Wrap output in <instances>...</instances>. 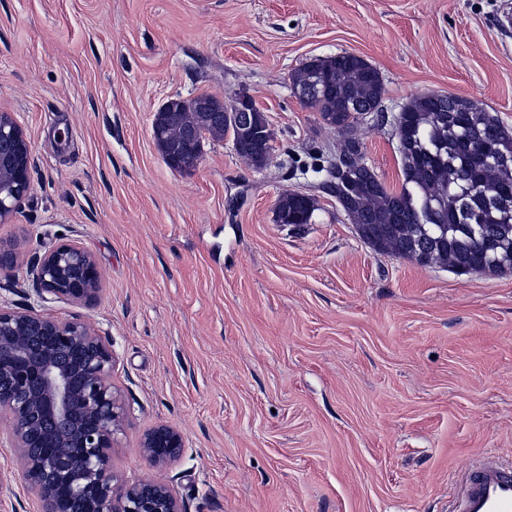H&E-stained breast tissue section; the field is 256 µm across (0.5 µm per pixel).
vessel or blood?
Listing matches in <instances>:
<instances>
[{
  "instance_id": "1",
  "label": "vessel or blood",
  "mask_w": 512,
  "mask_h": 512,
  "mask_svg": "<svg viewBox=\"0 0 512 512\" xmlns=\"http://www.w3.org/2000/svg\"><path fill=\"white\" fill-rule=\"evenodd\" d=\"M454 512H512V465L487 454L462 469L453 488Z\"/></svg>"
}]
</instances>
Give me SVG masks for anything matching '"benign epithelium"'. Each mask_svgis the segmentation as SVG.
Listing matches in <instances>:
<instances>
[{
	"mask_svg": "<svg viewBox=\"0 0 512 512\" xmlns=\"http://www.w3.org/2000/svg\"><path fill=\"white\" fill-rule=\"evenodd\" d=\"M252 97L238 93L219 105L226 117L248 127ZM182 158L165 157L179 172L194 171L202 131L191 134ZM33 158L14 116L0 113V221L31 189ZM32 268L37 297L89 302L100 290L95 257L75 242L59 243L37 256ZM112 343L79 318L60 319L34 307L0 303V415L28 486L45 512H69L79 500L91 512H183L175 490L157 481L126 483L112 469V447L128 408L112 383ZM183 436L160 424L141 439L142 455L161 467L179 455ZM71 449V458L57 453Z\"/></svg>",
	"mask_w": 512,
	"mask_h": 512,
	"instance_id": "7a95c632",
	"label": "benign epithelium"
}]
</instances>
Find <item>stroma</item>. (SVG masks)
Returning <instances> with one entry per match:
<instances>
[{
	"label": "stroma",
	"mask_w": 512,
	"mask_h": 512,
	"mask_svg": "<svg viewBox=\"0 0 512 512\" xmlns=\"http://www.w3.org/2000/svg\"><path fill=\"white\" fill-rule=\"evenodd\" d=\"M503 2L0 0V112L34 158L0 223L22 259L0 303L35 305L46 247L94 254L98 298L46 310L90 322L118 357L117 472L172 485L184 512H451L475 457L512 463V274L458 276L366 244L321 189L338 135L289 80L349 52L379 70L386 116L445 93L512 131ZM241 92L267 116L271 164L208 139L195 171L170 170L158 108ZM361 130L367 163L400 188L391 124ZM287 189L316 197L310 223H276ZM161 422L184 447L157 468L139 444ZM0 512H42L4 444Z\"/></svg>",
	"instance_id": "obj_1"
}]
</instances>
